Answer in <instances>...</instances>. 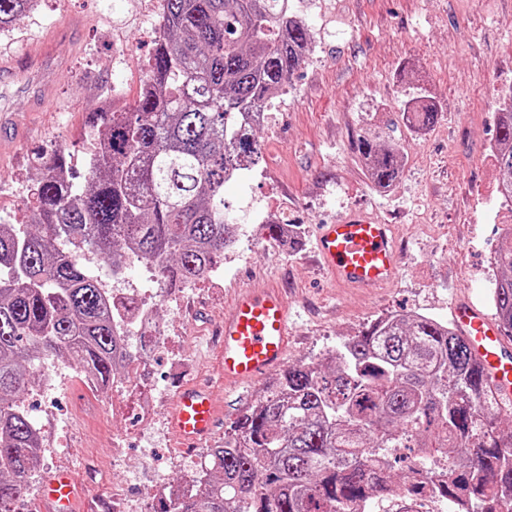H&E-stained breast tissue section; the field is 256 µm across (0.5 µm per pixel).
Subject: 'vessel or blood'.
I'll return each instance as SVG.
<instances>
[{
  "label": "vessel or blood",
  "mask_w": 512,
  "mask_h": 512,
  "mask_svg": "<svg viewBox=\"0 0 512 512\" xmlns=\"http://www.w3.org/2000/svg\"><path fill=\"white\" fill-rule=\"evenodd\" d=\"M49 62V54L38 49L21 61L1 65L0 76L42 71ZM315 252L323 269L341 286L373 290L399 274L400 252L390 225L360 211H348L335 223L321 225ZM452 315L484 378L501 396L512 399V342L470 301H457ZM291 339L290 308L282 288L272 283L238 290L218 327L225 385L250 384L277 371L287 359ZM217 417L213 391L186 384L173 398L169 424L183 445L192 446L212 433ZM41 498L47 512H77L72 473L58 469L42 486Z\"/></svg>",
  "instance_id": "obj_1"
}]
</instances>
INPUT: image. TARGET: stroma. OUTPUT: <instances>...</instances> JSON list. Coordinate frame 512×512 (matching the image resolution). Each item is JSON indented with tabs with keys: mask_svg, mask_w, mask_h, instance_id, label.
<instances>
[{
	"mask_svg": "<svg viewBox=\"0 0 512 512\" xmlns=\"http://www.w3.org/2000/svg\"><path fill=\"white\" fill-rule=\"evenodd\" d=\"M292 4L308 26L310 54L260 133L259 167L224 187V211L239 226V257L218 260L203 279L164 296L158 309L159 322L178 331L155 350L144 390L164 410L182 382L218 386L224 412L209 448L223 445L225 428L264 388L220 385L213 340L236 288H285L294 323L287 362H316L382 316L419 312L447 321L452 302L464 297L491 311L497 271L490 259L502 243V221L512 215L488 159L498 94L512 86V0ZM158 23L155 0H44L0 32L4 62L47 43L54 49L45 105L32 104L17 84H0L14 129L0 145V224L26 223L43 154L66 150L74 177L83 176L91 154L86 115L115 97L133 101ZM412 98L439 109L430 129L417 132L402 120ZM386 120L396 124L404 162L399 181L381 191L355 143ZM351 209L391 224L402 251L392 285L371 292L339 286L314 262L319 225ZM283 217L299 229L297 248L266 237V225ZM55 365L54 417H44L37 392L24 397L54 446L12 512H42L38 489L61 467L75 475L81 512H122L112 492L128 485L158 503L166 487L194 474V450L171 432L148 441L137 416L142 390L92 389L72 364ZM116 434L123 437L120 466L112 463Z\"/></svg>",
	"mask_w": 512,
	"mask_h": 512,
	"instance_id": "stroma-1",
	"label": "stroma"
}]
</instances>
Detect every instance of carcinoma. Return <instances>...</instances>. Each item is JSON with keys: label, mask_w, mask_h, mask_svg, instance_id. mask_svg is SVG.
<instances>
[{"label": "carcinoma", "mask_w": 512, "mask_h": 512, "mask_svg": "<svg viewBox=\"0 0 512 512\" xmlns=\"http://www.w3.org/2000/svg\"><path fill=\"white\" fill-rule=\"evenodd\" d=\"M133 104L89 113L96 141L84 188L57 149L40 157L35 231L0 225V512L40 462V431L22 406L47 357L65 358L106 384L130 353L112 302L81 260L102 253L118 273L131 256L158 286L203 279L236 230L224 221V184L262 160L258 111L306 61L309 33L291 0H161ZM32 0H0V29ZM416 130L437 109L413 100ZM387 132L360 135L372 184L391 188L402 154ZM497 182L512 201V87L496 112ZM497 322L512 337V233L495 252ZM512 404L485 383L465 339L418 313L378 318L319 362L288 366L208 448L185 492L161 512H371L397 501L389 449L448 459L416 491L452 512H512Z\"/></svg>", "instance_id": "carcinoma-1"}]
</instances>
